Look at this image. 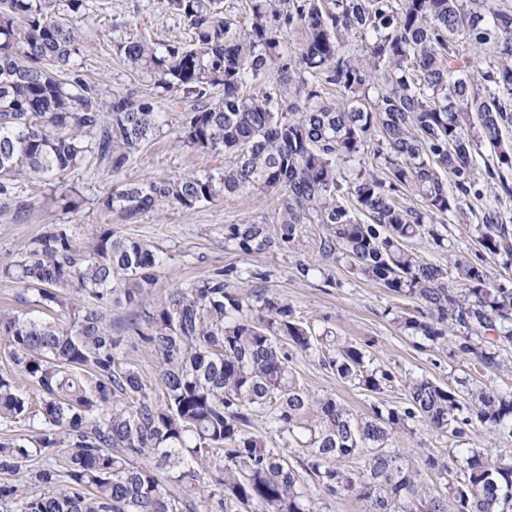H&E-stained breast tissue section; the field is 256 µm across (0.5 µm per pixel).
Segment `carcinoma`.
Wrapping results in <instances>:
<instances>
[{
    "instance_id": "1",
    "label": "carcinoma",
    "mask_w": 512,
    "mask_h": 512,
    "mask_svg": "<svg viewBox=\"0 0 512 512\" xmlns=\"http://www.w3.org/2000/svg\"><path fill=\"white\" fill-rule=\"evenodd\" d=\"M221 3L166 0L188 42L117 45L155 95L116 91L103 112L96 85L72 76L82 47L72 21L87 0H0V203L23 215L22 179L50 181L90 154L120 172L158 127L155 97L192 98L184 142L227 151L232 164L125 183L106 209L132 219L272 190L276 234L226 224L225 245L284 249L317 224L322 259L421 302V316L400 320L409 335L498 366L512 349V288L493 285L484 262L512 256V233L497 210L483 216L474 259L437 265L412 244L444 246L437 219L466 216L481 196L483 145L497 148L487 178L512 169L502 140L512 125V10L493 0H250L240 29ZM294 30L303 40L291 49ZM352 39L361 53L346 50ZM469 49L490 53L486 69L466 71ZM329 87L337 100L323 96ZM162 263L157 247L110 224L83 236L51 224L0 263V279L24 284L23 309H0L12 364L0 374V423L41 425L25 442L0 441V473L48 488L0 484L12 512H315L302 472L319 495L352 493L367 512H512V448H465L448 463L428 453L416 467L391 447L416 419L455 438L471 426L511 437L512 390L410 378L407 407L375 404L356 417L331 395L311 396L287 348L315 350L368 392H383L393 374L370 366L359 345L317 332L285 299L265 289L242 297L226 283L269 273L217 271L161 294ZM317 270L296 257L297 278ZM112 303L130 310L124 332L158 356L159 392L142 382L125 337L112 335ZM293 443L305 455L291 461ZM354 455L363 470L338 465ZM427 472L443 489L424 486Z\"/></svg>"
}]
</instances>
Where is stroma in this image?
<instances>
[{
    "mask_svg": "<svg viewBox=\"0 0 512 512\" xmlns=\"http://www.w3.org/2000/svg\"><path fill=\"white\" fill-rule=\"evenodd\" d=\"M89 8L78 21L88 42L78 60L77 73L96 85L100 101H109L113 91L134 89L149 95L152 82L142 79L116 52L118 44L131 39L167 41L179 38L183 30L180 18L165 7V0H88ZM184 102L173 98L157 100L155 109L162 119L153 136L121 172L114 173L99 165L96 158L59 176L58 186L39 181L20 183L27 203L24 216L14 210L0 209V263L13 260L30 239L47 225L71 224L89 231L95 224H110L123 235L156 245L164 261L157 270L160 290H168L201 279L230 267L258 268L267 271V280L231 282L233 291L248 294L263 288L285 298L298 316L316 327L330 328L336 336L362 346L375 366L391 371L395 379L381 397L386 406L406 403L403 382L406 377H424L441 385L456 386L466 378L501 390L512 388V353L503 354L501 368H484L473 359L451 354L449 348L422 347L419 338L402 331L396 318L417 314V300L390 294L380 285L353 275L345 263L326 267L333 286H324L322 278L307 281L292 272L294 252L316 258L321 229L305 225L295 251L274 250L246 255L225 246L224 227L228 224L271 221L274 195L265 189H251L235 197L219 198L193 211L164 206L126 220L119 213L107 211L102 201L111 188L126 182L167 178L187 173L217 172L230 164V156L202 153L187 146L180 134ZM66 189L75 190L78 206L71 209L62 198ZM481 218L470 215L440 218L438 228L448 240L441 249L431 241L416 247L428 261L444 265L449 252L475 254V229ZM291 365L303 387L314 396L331 395L353 414L370 412L373 394L340 379L335 371L320 365L317 357L294 351ZM394 447L404 449L412 462L423 453L442 457L458 452L460 445L449 434L415 423L412 429L398 433Z\"/></svg>",
    "mask_w": 512,
    "mask_h": 512,
    "instance_id": "1",
    "label": "stroma"
}]
</instances>
